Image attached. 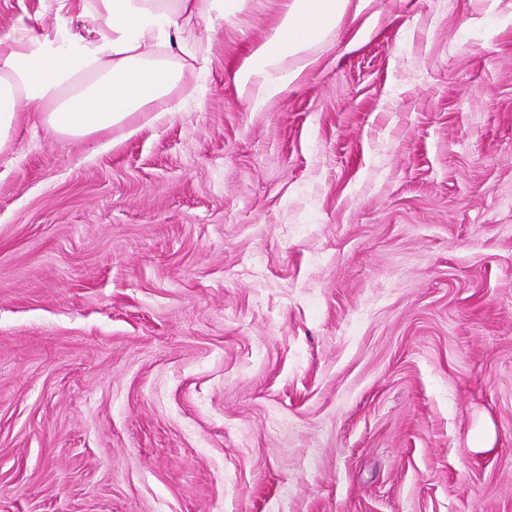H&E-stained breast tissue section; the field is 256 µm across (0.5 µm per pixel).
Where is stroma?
I'll list each match as a JSON object with an SVG mask.
<instances>
[{
    "mask_svg": "<svg viewBox=\"0 0 512 512\" xmlns=\"http://www.w3.org/2000/svg\"><path fill=\"white\" fill-rule=\"evenodd\" d=\"M0 154V512H512V0H370L253 110ZM56 0H0V36Z\"/></svg>",
    "mask_w": 512,
    "mask_h": 512,
    "instance_id": "35a3bbf8",
    "label": "stroma"
}]
</instances>
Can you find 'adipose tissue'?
I'll list each match as a JSON object with an SVG mask.
<instances>
[{"label":"adipose tissue","mask_w":512,"mask_h":512,"mask_svg":"<svg viewBox=\"0 0 512 512\" xmlns=\"http://www.w3.org/2000/svg\"><path fill=\"white\" fill-rule=\"evenodd\" d=\"M244 0H92L80 32L57 16L48 33L21 29L0 37V154L20 115L38 113L57 134L82 139L110 130L138 112L173 109L186 73H207L209 59L191 31L197 21L227 18ZM369 0H287L278 22L235 74L260 110L302 74L286 67L333 39L350 12Z\"/></svg>","instance_id":"adipose-tissue-1"}]
</instances>
